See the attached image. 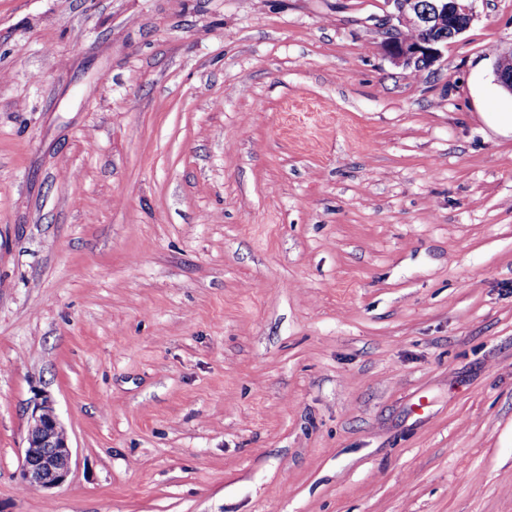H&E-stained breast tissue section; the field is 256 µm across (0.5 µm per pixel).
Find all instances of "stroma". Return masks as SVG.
<instances>
[{
	"label": "stroma",
	"mask_w": 512,
	"mask_h": 512,
	"mask_svg": "<svg viewBox=\"0 0 512 512\" xmlns=\"http://www.w3.org/2000/svg\"><path fill=\"white\" fill-rule=\"evenodd\" d=\"M475 11L414 71L383 0H0V512H512V0ZM494 76L495 83L512 94V46L498 54ZM30 419L21 482L47 490L60 487L69 476L72 452L50 396L44 394L35 400Z\"/></svg>",
	"instance_id": "1"
}]
</instances>
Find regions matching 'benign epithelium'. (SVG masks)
<instances>
[{
	"mask_svg": "<svg viewBox=\"0 0 512 512\" xmlns=\"http://www.w3.org/2000/svg\"><path fill=\"white\" fill-rule=\"evenodd\" d=\"M477 0H387L393 11L386 15L388 36L381 46L396 64L427 69L438 62L442 49L470 26ZM411 28L413 40H402L395 31ZM495 83L512 94V47L500 52L494 66ZM71 446L53 400L44 394L37 398L31 412L24 459L20 471L23 485L53 489L63 485L71 469Z\"/></svg>",
	"mask_w": 512,
	"mask_h": 512,
	"instance_id": "obj_1",
	"label": "benign epithelium"
}]
</instances>
